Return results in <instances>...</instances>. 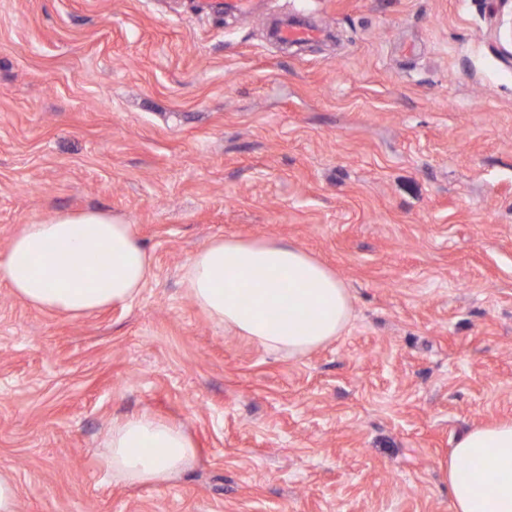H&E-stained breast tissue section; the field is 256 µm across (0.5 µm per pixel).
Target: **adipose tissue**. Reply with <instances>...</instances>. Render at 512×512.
I'll list each match as a JSON object with an SVG mask.
<instances>
[{
    "instance_id": "obj_1",
    "label": "adipose tissue",
    "mask_w": 512,
    "mask_h": 512,
    "mask_svg": "<svg viewBox=\"0 0 512 512\" xmlns=\"http://www.w3.org/2000/svg\"><path fill=\"white\" fill-rule=\"evenodd\" d=\"M153 259L133 225L104 211H61L23 225L0 282L29 305L73 317L134 300L145 288ZM183 283L215 324L267 351L298 357L341 336L351 319V296L332 270L289 242L210 240L187 261ZM288 306L290 315L269 316ZM102 463L113 480L160 484L191 463L196 449L187 432L149 414L113 421ZM512 421L467 431L448 463L453 512H512ZM470 480L458 477L461 465ZM497 479H489V472Z\"/></svg>"
}]
</instances>
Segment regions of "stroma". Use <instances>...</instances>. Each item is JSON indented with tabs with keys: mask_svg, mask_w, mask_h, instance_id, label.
Instances as JSON below:
<instances>
[{
	"mask_svg": "<svg viewBox=\"0 0 512 512\" xmlns=\"http://www.w3.org/2000/svg\"><path fill=\"white\" fill-rule=\"evenodd\" d=\"M506 0H0V263L22 225L103 210L154 267L81 317L0 282V472L19 512H453L443 467L512 420ZM291 18L323 40L270 37ZM215 237L294 243L353 298L289 358L182 285ZM184 427L191 467L125 485L115 418Z\"/></svg>",
	"mask_w": 512,
	"mask_h": 512,
	"instance_id": "35a3bbf8",
	"label": "stroma"
}]
</instances>
